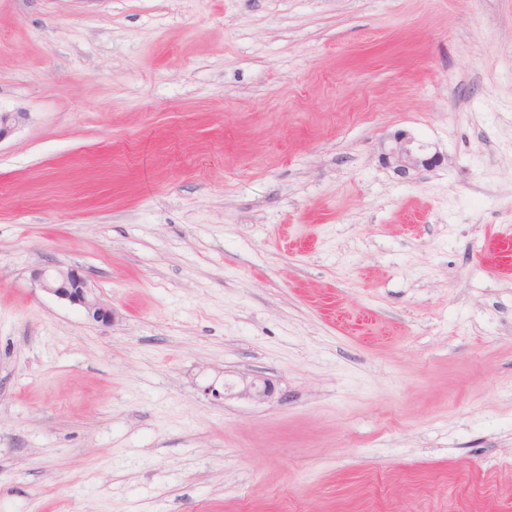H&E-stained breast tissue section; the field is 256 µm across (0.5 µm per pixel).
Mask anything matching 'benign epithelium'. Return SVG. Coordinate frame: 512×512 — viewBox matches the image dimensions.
<instances>
[{"label":"benign epithelium","instance_id":"obj_1","mask_svg":"<svg viewBox=\"0 0 512 512\" xmlns=\"http://www.w3.org/2000/svg\"><path fill=\"white\" fill-rule=\"evenodd\" d=\"M25 118L22 112L0 113V141ZM382 160L402 179H410L439 162V155L405 131H397L383 144ZM32 281L45 293L80 306L94 322L109 326L115 319L112 306L102 302L77 267L47 262L31 271Z\"/></svg>","mask_w":512,"mask_h":512}]
</instances>
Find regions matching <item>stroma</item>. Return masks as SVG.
I'll return each mask as SVG.
<instances>
[{"label":"stroma","mask_w":512,"mask_h":512,"mask_svg":"<svg viewBox=\"0 0 512 512\" xmlns=\"http://www.w3.org/2000/svg\"><path fill=\"white\" fill-rule=\"evenodd\" d=\"M1 112L0 512H512V0H0ZM437 152L430 155L428 147L405 131H397L383 144L382 160L402 179H411L439 162ZM31 279L43 292L80 306L92 321L112 325L115 319L112 306L100 300L78 267L65 268L46 262L31 271Z\"/></svg>","instance_id":"obj_1"}]
</instances>
